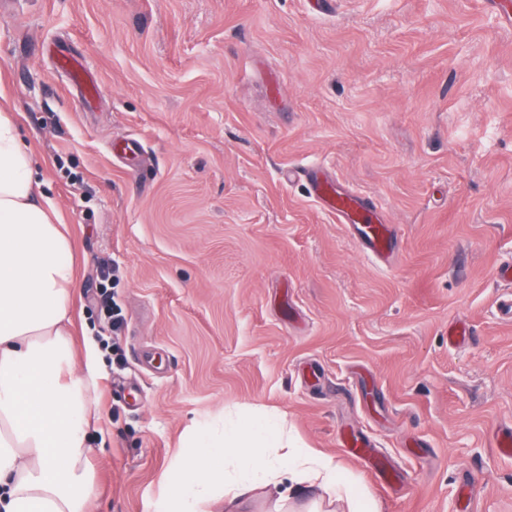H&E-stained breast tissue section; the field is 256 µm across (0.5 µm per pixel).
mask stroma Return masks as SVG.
<instances>
[{
    "label": "stroma",
    "instance_id": "35a3bbf8",
    "mask_svg": "<svg viewBox=\"0 0 512 512\" xmlns=\"http://www.w3.org/2000/svg\"><path fill=\"white\" fill-rule=\"evenodd\" d=\"M12 2L0 109L70 230L75 339L100 353L95 512H155L191 427L254 410L380 512H464L465 480L474 512H512V0ZM310 165L392 226L387 262ZM339 447L346 448L348 455L358 461L364 463L376 474L384 479L385 483L390 482L389 474L387 473L384 464L377 458H374L368 448L370 443L355 435H342L338 439Z\"/></svg>",
    "mask_w": 512,
    "mask_h": 512
}]
</instances>
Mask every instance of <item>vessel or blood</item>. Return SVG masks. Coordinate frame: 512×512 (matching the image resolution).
I'll use <instances>...</instances> for the list:
<instances>
[{
    "label": "vessel or blood",
    "instance_id": "obj_1",
    "mask_svg": "<svg viewBox=\"0 0 512 512\" xmlns=\"http://www.w3.org/2000/svg\"><path fill=\"white\" fill-rule=\"evenodd\" d=\"M307 182L320 204L334 212L340 221L353 225L366 250L378 258L389 254L391 230L388 225L373 223L371 212L360 195L346 191L333 177L319 169L308 176ZM339 445L352 459L364 463L378 475H385V466L370 454L368 441L354 435H343L339 438Z\"/></svg>",
    "mask_w": 512,
    "mask_h": 512
}]
</instances>
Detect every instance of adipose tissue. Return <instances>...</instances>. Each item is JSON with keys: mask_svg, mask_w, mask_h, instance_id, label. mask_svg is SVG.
Listing matches in <instances>:
<instances>
[{"mask_svg": "<svg viewBox=\"0 0 512 512\" xmlns=\"http://www.w3.org/2000/svg\"><path fill=\"white\" fill-rule=\"evenodd\" d=\"M65 225L43 193L35 161L12 113H0V512H89V461L95 377L87 352L79 368L71 337L75 271ZM196 453L178 460L175 492L160 512H208L214 483L230 512H251L261 485L287 483L288 501L316 485L324 503L349 501L350 512H378L368 492L352 489L340 468L311 448L288 455L285 423L239 420L213 436L194 433ZM274 449L271 457L250 449Z\"/></svg>", "mask_w": 512, "mask_h": 512, "instance_id": "1", "label": "adipose tissue"}]
</instances>
